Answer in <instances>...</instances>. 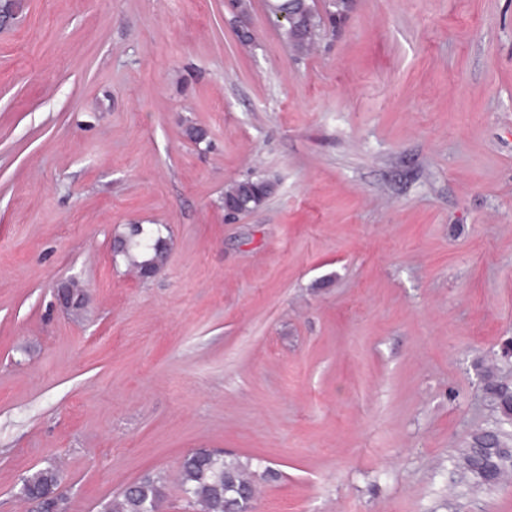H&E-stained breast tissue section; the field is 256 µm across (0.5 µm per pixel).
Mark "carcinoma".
Returning <instances> with one entry per match:
<instances>
[{"instance_id":"cac0c4a2","label":"carcinoma","mask_w":512,"mask_h":512,"mask_svg":"<svg viewBox=\"0 0 512 512\" xmlns=\"http://www.w3.org/2000/svg\"><path fill=\"white\" fill-rule=\"evenodd\" d=\"M308 25H283L284 37L293 50L303 55L315 43L306 31ZM275 190L274 182L262 178H245L224 189L223 203L234 204L249 211L260 206ZM129 265L137 270L164 264L167 240L137 225L132 228L124 253ZM512 386L507 381L487 386L493 408L503 418H512ZM455 467L475 487H492L512 474V432L485 431L472 437L454 460ZM272 480L276 473L267 469L258 475L251 462H242L224 453L206 448L197 449L182 461L179 485L188 512H236L244 506L243 492L254 488L255 477ZM59 469L48 466L24 478L30 493L38 501V512H53L55 493L61 483ZM165 499V480L148 475L129 485L118 496L103 505V512H161Z\"/></svg>"}]
</instances>
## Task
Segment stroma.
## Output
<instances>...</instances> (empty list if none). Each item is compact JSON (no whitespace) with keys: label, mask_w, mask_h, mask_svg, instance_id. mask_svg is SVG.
<instances>
[{"label":"stroma","mask_w":512,"mask_h":512,"mask_svg":"<svg viewBox=\"0 0 512 512\" xmlns=\"http://www.w3.org/2000/svg\"><path fill=\"white\" fill-rule=\"evenodd\" d=\"M249 18L247 52L227 0L0 22V512L51 464L70 512L147 474L184 512L198 448L278 471L254 512H512L453 464L512 338V0H357L301 58ZM132 224L171 244L146 280ZM275 190L274 182L262 178H245L229 184L224 189L223 203L234 204L249 211L260 206ZM57 299L68 314L77 315L84 304V293L71 279H66L57 288Z\"/></svg>","instance_id":"35a3bbf8"}]
</instances>
